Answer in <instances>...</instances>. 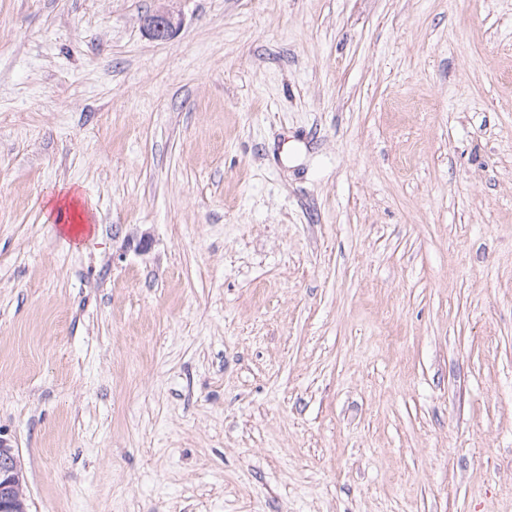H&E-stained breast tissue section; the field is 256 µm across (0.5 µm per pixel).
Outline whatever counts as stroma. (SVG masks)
I'll return each mask as SVG.
<instances>
[{"label":"stroma","instance_id":"1","mask_svg":"<svg viewBox=\"0 0 512 512\" xmlns=\"http://www.w3.org/2000/svg\"><path fill=\"white\" fill-rule=\"evenodd\" d=\"M0 436L29 512H512V0H0ZM144 21L149 36L157 41L170 39L179 28V22L174 14L165 8L147 16Z\"/></svg>","mask_w":512,"mask_h":512}]
</instances>
